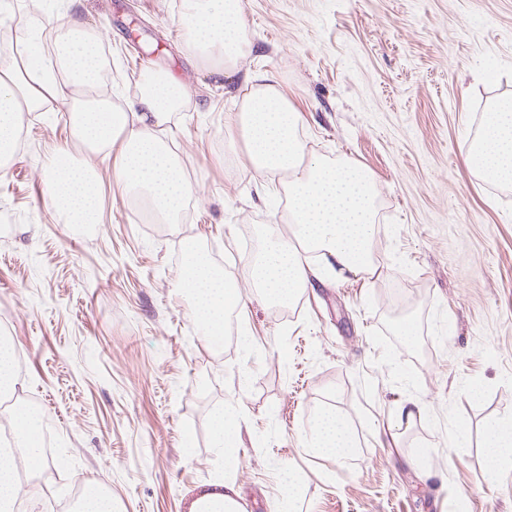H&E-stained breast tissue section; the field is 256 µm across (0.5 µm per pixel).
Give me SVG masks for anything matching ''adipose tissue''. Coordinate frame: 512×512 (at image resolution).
Returning <instances> with one entry per match:
<instances>
[{
  "label": "adipose tissue",
  "instance_id": "1",
  "mask_svg": "<svg viewBox=\"0 0 512 512\" xmlns=\"http://www.w3.org/2000/svg\"><path fill=\"white\" fill-rule=\"evenodd\" d=\"M192 27L188 49L222 70L233 68L242 53L244 24L240 0H188ZM103 64L101 42L75 14L58 24L30 28L12 69L0 71V163L14 153L24 116L56 101L70 114L71 143L89 153L113 157V176L127 191L143 195L151 211L176 223L192 193L176 154L158 136L184 102L185 91L168 76L151 79L134 99L119 105L98 97ZM252 90L239 112L230 116L245 140L247 162L255 171H284L287 182L269 184L266 194H284L291 216L292 240L268 233L247 276L265 301L292 303L324 276L371 273L378 218L376 190L369 172L343 159L305 161L298 134L300 115L273 76L252 75ZM71 144L58 147L45 173L49 205L67 224H98L101 183L97 172L76 160ZM485 179L512 184V102L496 103L466 156ZM179 283L191 300V313L208 342L221 343L229 314L243 298L234 282L216 270L206 252L189 249ZM13 445H0V512H13L19 475L18 456L35 469L48 467L35 438L38 418L25 407L12 413ZM355 439L331 411H320L306 444L307 453L342 460ZM231 478L210 483L190 512H239Z\"/></svg>",
  "mask_w": 512,
  "mask_h": 512
}]
</instances>
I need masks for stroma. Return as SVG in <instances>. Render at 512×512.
Masks as SVG:
<instances>
[{
    "label": "stroma",
    "instance_id": "35a3bbf8",
    "mask_svg": "<svg viewBox=\"0 0 512 512\" xmlns=\"http://www.w3.org/2000/svg\"><path fill=\"white\" fill-rule=\"evenodd\" d=\"M71 8L101 39L102 92L134 98L147 72L185 88L164 138L192 194L179 223L151 220L112 159L83 151L105 220L63 223L43 182L67 114L27 117L0 167V320L55 447L19 498L55 512L98 478L115 512H188L227 473L243 512H278L287 466L295 512H512V466L485 460L490 425L512 436V185L465 162L487 105L512 97V0H241L247 47L228 77L189 51L185 0H43L38 19ZM256 72L296 106L306 153L366 168L383 208L376 271L314 282L284 315L249 284L244 250L290 236L288 200L258 198L265 176L226 120ZM188 240L247 303L217 347L180 291ZM408 393L425 412L399 428ZM232 407L247 427L224 455L211 418ZM327 409L356 438L346 460L304 450Z\"/></svg>",
    "mask_w": 512,
    "mask_h": 512
}]
</instances>
